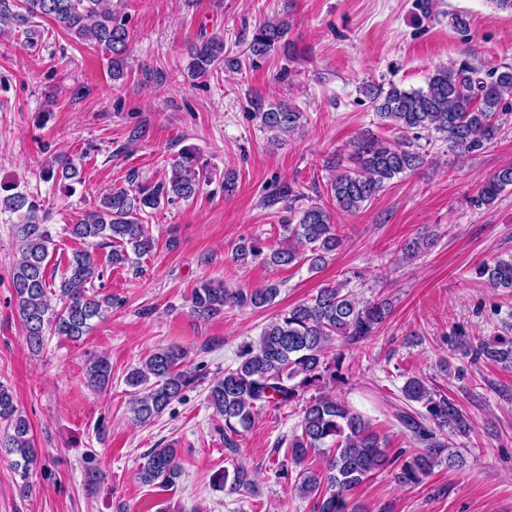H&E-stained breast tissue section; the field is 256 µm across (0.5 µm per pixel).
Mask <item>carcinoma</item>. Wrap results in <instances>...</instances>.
<instances>
[{"label":"carcinoma","mask_w":512,"mask_h":512,"mask_svg":"<svg viewBox=\"0 0 512 512\" xmlns=\"http://www.w3.org/2000/svg\"><path fill=\"white\" fill-rule=\"evenodd\" d=\"M24 7L20 13L17 8ZM33 17L49 18L80 41L100 47L107 55L112 78L123 74L129 51V32L125 17L118 15L106 0H0V34L4 28L23 25ZM286 19L264 21L253 32L248 44L252 63L281 52L295 59V45L288 38ZM191 75L203 76L224 62V42L211 36L189 47ZM376 116L391 128L409 135L407 142L392 146L363 134L350 144L344 165L342 157H331L327 190L336 206L357 212L375 199L386 184L400 174L414 172L426 163L415 148L416 141L435 132L448 148L461 154L484 150L499 130V118L512 99V65L503 64L484 72L463 62L437 69L426 88L406 90L394 84L389 88L369 89ZM264 129L273 138L292 134L304 126L306 116L286 104L257 107ZM77 175L72 159L58 157L42 171V179L55 182ZM208 181L206 165L199 164L191 148L181 150L170 166V173L134 188H112L70 228L73 237L89 244L108 242L107 256L112 266L134 263V259L153 251L155 240L142 224L141 215L164 204L195 198ZM512 186V165L488 177L470 199L476 209L490 206L499 194ZM300 195L289 187L269 200L284 201L288 215L281 218L283 231L279 244L263 250L256 240L239 244L234 259L246 264L261 259L269 266L304 262L311 270L320 269L341 247L330 213L320 204L295 208ZM16 216L13 225L19 257L12 268L11 288L14 304L22 320L27 341L40 348L47 335L78 341L112 307V295L95 288L103 278V266L91 253L78 250L68 259L66 274L56 283L48 278V214L37 197L20 184L0 186V215ZM434 244L431 234L420 235L404 244L403 252L417 256ZM475 274L495 290H512V259L484 262ZM279 284L261 288L228 290L222 284L203 281L194 288L190 304L196 317L207 320L224 314V308H263L274 303ZM391 312L383 298L361 301L343 284L320 289L310 300L288 308L269 322L257 340L244 343L238 363L214 380L208 404L224 419V446L233 451L237 438L248 430L256 411L265 406H286L300 399L311 388L322 389L336 381L341 356H329L336 340L360 344L375 335ZM461 351L474 361L483 358L512 368V336H496L493 341L473 345L460 340ZM198 369L186 367V353L175 347L153 351L144 362L129 370L124 382L129 388V405L134 421L147 424L160 416L173 401L180 399L193 384ZM87 387L105 390L112 382V365L105 357L91 359L84 373ZM403 398L421 405L403 411L397 419L404 431L425 444L420 452L397 464L371 431L369 421L334 396L322 393L305 402L298 432L288 439L285 461L299 469L296 490L315 499L317 512H358L347 492L373 474L391 470L394 482L411 486L421 482L434 466L446 460L448 466L460 463V456L444 454L445 444L434 430L465 436L468 418L455 400L432 391L419 376L407 378ZM0 448L17 456L16 466L23 473L37 463L31 425L18 411L10 389L0 384ZM325 451V467L315 471L305 462L316 451ZM181 476L178 450L172 446L153 448L146 454L138 479L146 485L169 488ZM217 488L229 487L233 493L252 488L250 471L243 465L233 473L211 476Z\"/></svg>","instance_id":"carcinoma-1"}]
</instances>
